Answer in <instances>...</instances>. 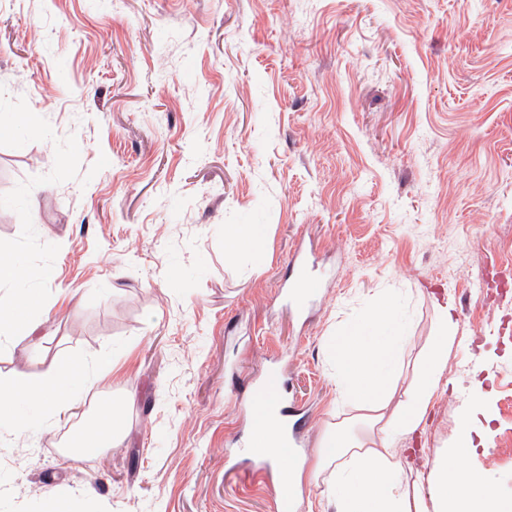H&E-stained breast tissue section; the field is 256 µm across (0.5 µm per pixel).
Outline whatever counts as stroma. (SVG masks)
Instances as JSON below:
<instances>
[{"instance_id": "obj_1", "label": "stroma", "mask_w": 512, "mask_h": 512, "mask_svg": "<svg viewBox=\"0 0 512 512\" xmlns=\"http://www.w3.org/2000/svg\"><path fill=\"white\" fill-rule=\"evenodd\" d=\"M228 224L263 225L261 255L226 254ZM303 240L328 277L298 320L278 292ZM0 252L31 272L0 306L42 297L0 377L113 359L84 414L0 440V512H274L275 480L238 477L273 366L309 415L302 512H336L317 449L355 410L333 338L385 296L410 336L391 405L437 304L456 321L394 445L410 495L467 435L456 468L512 502V293L480 290L512 266V0H0ZM102 404L123 435L69 463Z\"/></svg>"}]
</instances>
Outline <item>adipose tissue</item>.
Segmentation results:
<instances>
[{
	"mask_svg": "<svg viewBox=\"0 0 512 512\" xmlns=\"http://www.w3.org/2000/svg\"><path fill=\"white\" fill-rule=\"evenodd\" d=\"M395 319L393 301L382 298L334 342L337 393L358 411L327 433L319 446L323 463L335 468L336 512H512V502L489 498L480 474L449 476L444 459L430 473L429 505L412 508L391 445L425 421L448 363L455 322L450 305H439L437 334L405 401L393 409L389 399L401 377L403 347L402 337L388 333ZM111 368V353L100 351L78 368L49 372L34 385L24 373H15L0 384V422L9 424L14 434H25L31 419L17 412L22 400L33 401L39 417L59 416L75 393L92 392Z\"/></svg>",
	"mask_w": 512,
	"mask_h": 512,
	"instance_id": "ef3b65f1",
	"label": "adipose tissue"
}]
</instances>
